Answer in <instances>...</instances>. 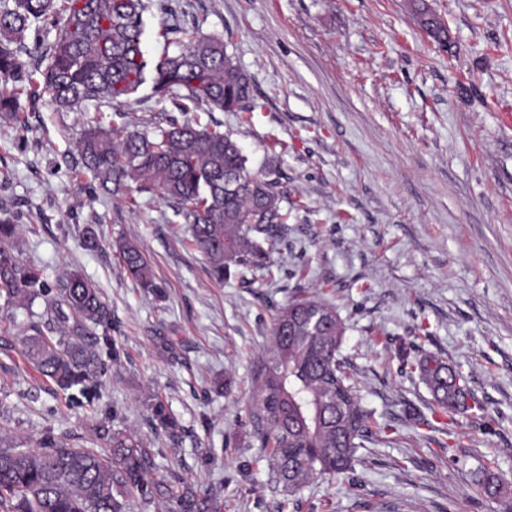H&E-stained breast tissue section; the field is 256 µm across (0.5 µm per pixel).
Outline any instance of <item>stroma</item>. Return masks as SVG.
<instances>
[{"label": "stroma", "mask_w": 512, "mask_h": 512, "mask_svg": "<svg viewBox=\"0 0 512 512\" xmlns=\"http://www.w3.org/2000/svg\"><path fill=\"white\" fill-rule=\"evenodd\" d=\"M447 28L438 43L411 0H152L143 49L162 20L220 36L250 81L248 112L199 105L248 168H275L288 234L270 246L271 277L216 280L189 247V226L158 192L93 195L75 145L85 115L156 131L183 119L178 97L143 86L126 109L69 110L34 95L42 68L0 75L26 123L0 118V209L19 226L23 264L48 283L80 271L110 312L94 340L105 374L60 389L23 352L32 309L0 321V440L82 446L97 426L132 431L175 491L208 492L224 512H512V0H426ZM100 239L85 248L82 230ZM136 244L153 287L132 281L115 245ZM314 296L344 322L341 355L363 407L389 439L370 436L353 472L296 492L275 483L247 417L256 366L277 308ZM462 364L482 414L459 415L455 455L425 438L405 410L431 396L403 358ZM178 423L168 433L152 407ZM491 468L504 488L477 485Z\"/></svg>", "instance_id": "stroma-1"}]
</instances>
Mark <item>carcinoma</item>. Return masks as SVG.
Returning <instances> with one entry per match:
<instances>
[{"mask_svg":"<svg viewBox=\"0 0 512 512\" xmlns=\"http://www.w3.org/2000/svg\"><path fill=\"white\" fill-rule=\"evenodd\" d=\"M146 0H13L0 7V74L27 79L18 46L32 31L52 27L56 40L40 70L42 90L62 108L90 101L130 103L146 82L158 95L184 91L181 99L225 112L247 110L250 82L209 36L188 40L179 54L150 59L142 47ZM421 25L446 41L441 20L422 6ZM0 114L25 130L13 95L0 91ZM91 189L118 195L133 188L156 189L190 224V244L207 259L215 279L230 269L265 268V246L284 238L288 213L275 171L251 172L231 135L199 121L169 120L150 134L90 117L78 142ZM18 224L0 213V299L6 307L31 308L47 285L42 270L20 262L13 240ZM125 270L143 288L153 287L150 268L133 243L116 245ZM55 300L30 325L25 354L33 368L62 389L96 381L104 362L86 337L109 326L100 293L80 272L59 280ZM344 323L328 304L296 296L271 324V348L262 359L257 394L249 414L259 447L269 449L273 480L290 491L316 475L353 471L359 448L371 430V413L361 405L349 363L341 358ZM419 372L432 397V414L482 412L467 386L461 364L435 356L404 362ZM105 448H84L62 440L37 448L0 446V512H131L130 501L149 499L164 485L152 468L150 449L133 432L101 426ZM484 492L503 487L489 470ZM175 512H220L209 499L176 496Z\"/></svg>","mask_w":512,"mask_h":512,"instance_id":"carcinoma-1","label":"carcinoma"}]
</instances>
